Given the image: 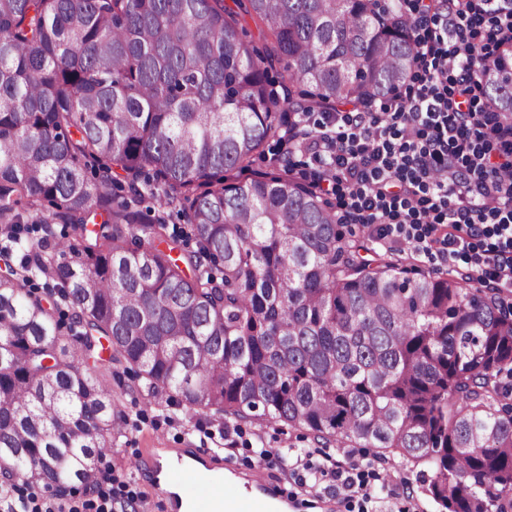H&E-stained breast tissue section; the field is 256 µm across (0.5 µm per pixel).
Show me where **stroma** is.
I'll use <instances>...</instances> for the list:
<instances>
[{"instance_id":"stroma-1","label":"stroma","mask_w":512,"mask_h":512,"mask_svg":"<svg viewBox=\"0 0 512 512\" xmlns=\"http://www.w3.org/2000/svg\"><path fill=\"white\" fill-rule=\"evenodd\" d=\"M291 157L297 172L313 175L322 168L320 160L300 148L288 137L269 140L261 154L254 156L245 170L232 171L236 180H246L268 172L274 157ZM112 394L120 410L119 431L112 440V452L101 463L102 469L113 470L120 480L130 483L138 495V512H171L167 498L153 481L131 472L135 458L150 456L152 462L163 463V451L172 448H195L200 453H218L224 463V481L229 490L244 492L255 476L280 495L288 512H358L356 504L336 496L332 489L318 486L316 490L302 487L284 463V453L299 454L316 448L312 435L256 420L235 421L223 415L208 413L191 416L167 393L148 390L128 365L112 369ZM234 428L232 446L221 447L225 428ZM269 448L274 462L256 463L254 450ZM374 489L387 491L383 512H439L438 505L427 495L418 471L400 457L376 463L369 471Z\"/></svg>"}]
</instances>
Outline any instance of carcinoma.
Returning <instances> with one entry per match:
<instances>
[{
  "instance_id": "obj_1",
  "label": "carcinoma",
  "mask_w": 512,
  "mask_h": 512,
  "mask_svg": "<svg viewBox=\"0 0 512 512\" xmlns=\"http://www.w3.org/2000/svg\"><path fill=\"white\" fill-rule=\"evenodd\" d=\"M233 3L0 0V233L17 239L32 213L44 231L26 240L25 276H0L4 485L91 487L118 431L104 338L109 361L191 415L399 455L441 512H512V312L500 292L364 258L365 238H346L325 195L279 164L225 178L292 112L401 93L417 55L402 0ZM240 10L266 27L268 54L240 36ZM473 69L512 122V67ZM145 173L188 236L138 208ZM45 203L75 241L52 235ZM33 271L70 322L44 305Z\"/></svg>"
}]
</instances>
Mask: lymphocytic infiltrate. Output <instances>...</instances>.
<instances>
[{
  "label": "lymphocytic infiltrate",
  "instance_id": "obj_1",
  "mask_svg": "<svg viewBox=\"0 0 512 512\" xmlns=\"http://www.w3.org/2000/svg\"><path fill=\"white\" fill-rule=\"evenodd\" d=\"M414 19L416 89L385 112L339 109L304 125L308 148L327 159L312 183L341 196L344 220L370 237L443 265L463 260L470 279L512 288V128L480 104L473 72L512 39V0H418ZM291 470L331 478L347 501L377 498L359 463L306 455ZM112 480L92 475L98 496L78 506L0 489V512H113Z\"/></svg>",
  "mask_w": 512,
  "mask_h": 512
}]
</instances>
